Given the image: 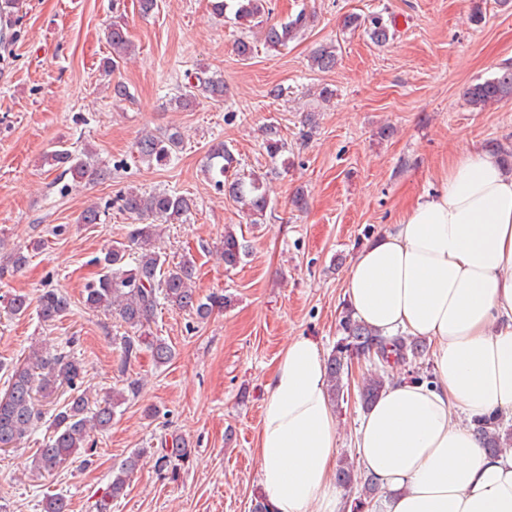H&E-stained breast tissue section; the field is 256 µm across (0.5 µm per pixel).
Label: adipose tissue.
<instances>
[{
    "instance_id": "obj_1",
    "label": "adipose tissue",
    "mask_w": 512,
    "mask_h": 512,
    "mask_svg": "<svg viewBox=\"0 0 512 512\" xmlns=\"http://www.w3.org/2000/svg\"><path fill=\"white\" fill-rule=\"evenodd\" d=\"M345 295L382 335L433 349L435 384L395 381L355 430L384 512H512V450L486 454L470 425L512 416V174L466 151L440 192L358 254ZM266 388L256 453L270 512H337L339 431L317 344L293 337Z\"/></svg>"
}]
</instances>
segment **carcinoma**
Wrapping results in <instances>:
<instances>
[{
	"instance_id": "1",
	"label": "carcinoma",
	"mask_w": 512,
	"mask_h": 512,
	"mask_svg": "<svg viewBox=\"0 0 512 512\" xmlns=\"http://www.w3.org/2000/svg\"><path fill=\"white\" fill-rule=\"evenodd\" d=\"M210 9L218 17H232L235 23L248 28L262 30L264 43L269 47L286 45L305 27L306 14L270 24L265 19L269 11L268 0H209ZM345 27L363 30L372 41L384 44L394 35V20L382 13L362 18L349 15ZM107 39L112 47V58L103 64L110 72L117 65V58L129 49L126 28L119 21H112L107 28ZM336 46L323 44L311 56V65L320 72L336 67ZM214 99L224 98V80L203 71L196 76V83L188 84L183 91L171 98L180 108L191 106L198 96ZM465 97L474 108L482 109L489 104L512 99V62L503 63L494 76L470 85ZM179 132L147 133L137 144L141 161L162 166L181 149ZM265 150L272 159L286 151V142L278 130L269 129ZM207 171L217 190L227 193L244 206V213L252 224L264 219L269 200L264 182L251 174L244 178L234 173L238 160L224 143L211 147L208 154ZM45 163L71 174L72 180L81 182L86 178L106 180L111 171L91 164V154L84 150L78 153L61 146L47 154ZM193 201L184 195L165 191L150 194L129 191L121 197L120 209L139 220L132 225L127 242L112 246L98 259V277L86 284L84 305L93 311L112 314L124 324L125 332L113 338L119 351L116 371L123 382V389L112 392V400H104L96 409L89 407L84 394L80 393L84 366L77 359L61 352L43 355L34 349L22 364L12 367L8 387L0 395V450L14 449L23 442L41 422L45 412L43 402L58 392L68 393L64 405L54 414L49 424V435L42 447L36 449L34 468L49 475L57 471L71 456L87 447L90 434L108 428L115 409L128 397L137 396L142 386L138 379L127 376L128 367L143 349H148L160 364L170 362L175 352L168 343L150 335V323L160 301L167 302L176 310L193 313L197 319L205 320L214 309L224 307V295L211 294L202 299L192 288L194 262L185 257L174 263L157 250L156 238L159 225L177 224L192 209ZM246 254V245L240 241L233 228H224L221 255L227 270L235 269ZM70 301L55 288L42 291L37 299V313L45 323L60 320L69 311ZM336 346L326 360V377L331 401L344 397V378L349 376L352 361L361 357L382 363L412 366L425 359L429 346L423 339L394 336L387 338L375 329L354 317L348 305H343L337 323ZM390 374L387 368L367 377L359 388L362 406L371 405L387 388ZM473 432L482 449L496 455L512 445V433L503 430L502 418L493 414L473 419ZM141 452H134L118 467L112 469V480L108 487L111 498L122 494L128 477L138 467ZM336 484L350 490L359 489L354 510L369 506L378 496L373 479L345 461L335 472Z\"/></svg>"
}]
</instances>
